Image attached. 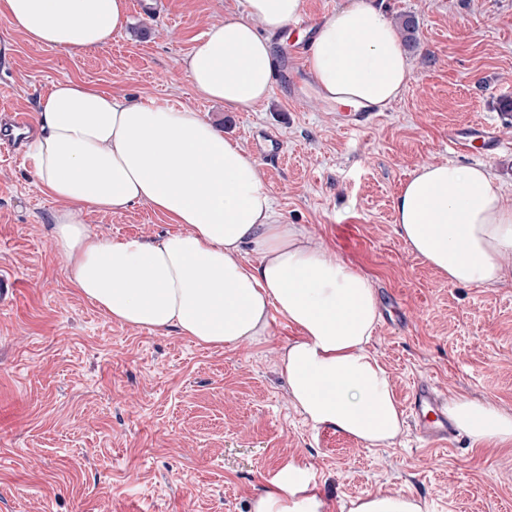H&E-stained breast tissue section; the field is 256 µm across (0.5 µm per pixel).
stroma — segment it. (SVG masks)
<instances>
[{"label":"stroma","mask_w":512,"mask_h":512,"mask_svg":"<svg viewBox=\"0 0 512 512\" xmlns=\"http://www.w3.org/2000/svg\"><path fill=\"white\" fill-rule=\"evenodd\" d=\"M245 0H128V20L83 54L30 42L0 18V117L26 113L75 79L116 96L182 103L258 156L284 223L374 282L381 319L370 347L401 410L415 386L484 398L512 412V282L454 286L413 255L393 202L427 162L485 163L512 198V0H380L391 21L418 23L412 80L365 126L292 81L276 48L267 100L229 111L200 96L182 60L210 23ZM489 123L497 149L454 152L448 134ZM279 149L263 154L264 131ZM57 203L25 155L0 160V512H251L289 459L310 466L325 512L378 491L424 499L428 512H512V445L454 433L434 446L406 423L395 444L367 448L315 429L289 403L278 351L297 331L272 314L259 343L209 347L175 332L111 321L70 284L50 228ZM115 237L171 231L145 205L83 212Z\"/></svg>","instance_id":"35a3bbf8"}]
</instances>
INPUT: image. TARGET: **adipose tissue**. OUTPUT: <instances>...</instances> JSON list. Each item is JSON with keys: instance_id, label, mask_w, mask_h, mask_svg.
Returning a JSON list of instances; mask_svg holds the SVG:
<instances>
[{"instance_id": "1", "label": "adipose tissue", "mask_w": 512, "mask_h": 512, "mask_svg": "<svg viewBox=\"0 0 512 512\" xmlns=\"http://www.w3.org/2000/svg\"><path fill=\"white\" fill-rule=\"evenodd\" d=\"M303 0H246L244 17L210 24L182 68L195 90L233 110L268 98L270 39ZM34 43L71 52L107 44L127 20V0H0ZM306 68L317 97L339 107L385 110L413 67L373 0H349L315 28ZM27 153L40 190L58 202L53 249L74 288L112 321L197 343L262 341L271 313L298 334L279 353L293 407L312 427L368 448L395 443L404 414L391 377L369 348L380 319L372 280L309 230L280 220L258 159L187 105L117 97L81 81L53 84L39 102ZM145 204L174 223L156 237L93 232L87 209L120 213ZM409 251L452 285L512 282V199L481 164L425 163L394 201ZM258 256V264L244 260ZM448 420L476 444H511L512 413L490 400L450 399ZM308 466L288 461L252 512H324ZM346 512H428L400 493L349 500Z\"/></svg>"}]
</instances>
